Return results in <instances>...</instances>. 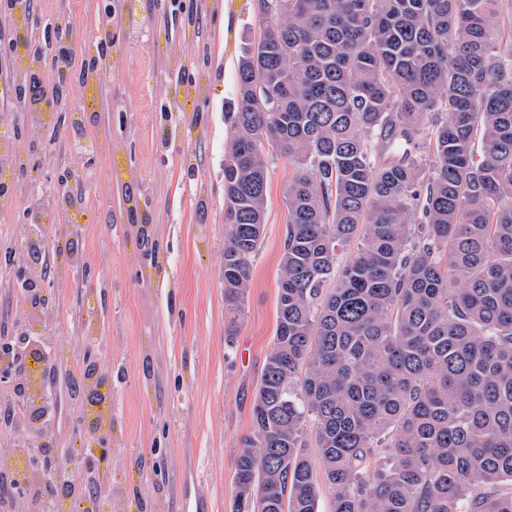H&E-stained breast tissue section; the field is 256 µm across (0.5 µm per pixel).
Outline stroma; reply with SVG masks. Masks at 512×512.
<instances>
[{"instance_id": "1", "label": "stroma", "mask_w": 512, "mask_h": 512, "mask_svg": "<svg viewBox=\"0 0 512 512\" xmlns=\"http://www.w3.org/2000/svg\"><path fill=\"white\" fill-rule=\"evenodd\" d=\"M140 0L136 28L112 25V81L90 93L95 131L116 144L86 155L73 216L90 267L106 258L110 290L92 303L101 352L112 355V496L140 495L189 512H234V466L276 329L287 220V161L268 164L266 235L245 311L224 334V106L260 28L258 0ZM107 0H37L36 15L98 33ZM183 52L173 64L171 48ZM56 339L82 343L76 288L59 297Z\"/></svg>"}]
</instances>
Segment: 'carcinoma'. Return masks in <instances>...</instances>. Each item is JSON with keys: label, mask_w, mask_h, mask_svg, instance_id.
<instances>
[{"label": "carcinoma", "mask_w": 512, "mask_h": 512, "mask_svg": "<svg viewBox=\"0 0 512 512\" xmlns=\"http://www.w3.org/2000/svg\"><path fill=\"white\" fill-rule=\"evenodd\" d=\"M259 6L226 113L229 336L269 155L293 175L235 512H319L323 485L329 512H512V0Z\"/></svg>", "instance_id": "obj_1"}]
</instances>
